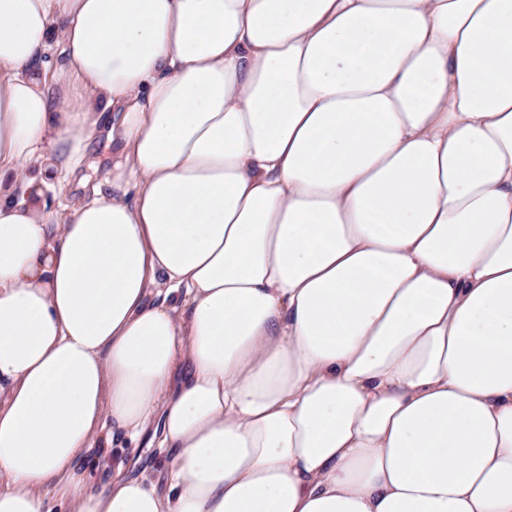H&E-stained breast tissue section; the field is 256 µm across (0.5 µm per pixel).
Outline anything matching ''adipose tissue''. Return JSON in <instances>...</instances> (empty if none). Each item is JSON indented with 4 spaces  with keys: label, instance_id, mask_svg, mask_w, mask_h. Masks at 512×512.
I'll return each mask as SVG.
<instances>
[{
    "label": "adipose tissue",
    "instance_id": "ef3b65f1",
    "mask_svg": "<svg viewBox=\"0 0 512 512\" xmlns=\"http://www.w3.org/2000/svg\"><path fill=\"white\" fill-rule=\"evenodd\" d=\"M50 497L512 512V0H0V512ZM111 172L112 143H109L106 134H103L85 149L76 174L68 183L63 184L61 190L57 188L45 191L49 208L60 211L64 204L93 196V188L104 184ZM151 433H148L138 448H132L134 446H127V459L130 464V469L134 468L133 473H138L145 467L156 468L159 466L164 451L162 448H156V445H152L151 448H147L150 444Z\"/></svg>",
    "mask_w": 512,
    "mask_h": 512
}]
</instances>
